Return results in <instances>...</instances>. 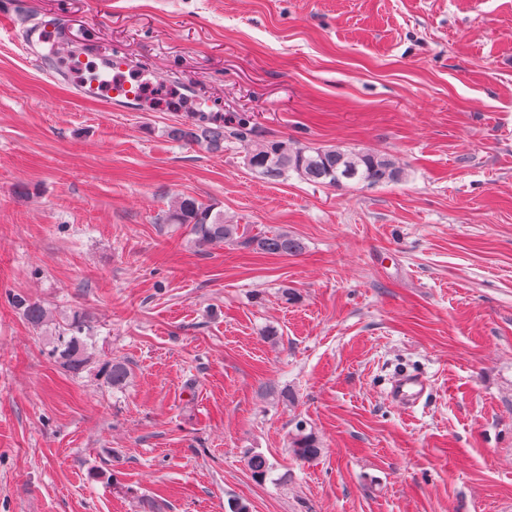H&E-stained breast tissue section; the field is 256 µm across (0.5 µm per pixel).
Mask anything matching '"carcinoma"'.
Wrapping results in <instances>:
<instances>
[{"instance_id":"1","label":"carcinoma","mask_w":512,"mask_h":512,"mask_svg":"<svg viewBox=\"0 0 512 512\" xmlns=\"http://www.w3.org/2000/svg\"><path fill=\"white\" fill-rule=\"evenodd\" d=\"M175 140L201 143L214 153L224 151V141H247L253 135L250 116L240 114L229 124H224L222 112H183L178 125L170 129ZM249 169L260 179L277 182L296 173L301 179L324 186L340 188L348 181L370 186L396 183L405 177V171L385 153L348 151L338 146L309 147L287 140H261L251 145L246 156ZM159 224H180L185 227L198 246L217 243H242L268 255L293 256L302 252L303 243L286 231L270 235L248 236L238 224L224 223V215L214 212V205L191 195L176 196L169 208L157 218ZM23 308L27 321L42 328L50 322V312L43 304L24 297L15 298ZM85 319L75 311L66 327L59 333L52 353L67 372L81 374L90 362L91 354L84 340ZM130 375L123 362L112 363L107 383L114 390L123 388ZM293 454L304 461L320 457L322 448L313 434L298 423L290 437ZM246 463L259 479L273 475L275 464L262 453L248 452Z\"/></svg>"}]
</instances>
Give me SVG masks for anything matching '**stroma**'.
Returning <instances> with one entry per match:
<instances>
[{
  "label": "stroma",
  "mask_w": 512,
  "mask_h": 512,
  "mask_svg": "<svg viewBox=\"0 0 512 512\" xmlns=\"http://www.w3.org/2000/svg\"><path fill=\"white\" fill-rule=\"evenodd\" d=\"M0 26V512H512V0H11ZM49 41L36 62L28 25ZM118 54L257 139L402 181L255 178L246 143L81 94ZM295 256L194 246L177 195ZM81 309L79 376L10 300ZM130 369L112 390V361ZM428 389L414 410L388 393ZM322 445L288 447L296 421ZM284 479L253 477L247 451ZM427 386L423 378L403 375L393 385L390 397L403 407H411L421 397Z\"/></svg>",
  "instance_id": "35a3bbf8"
}]
</instances>
